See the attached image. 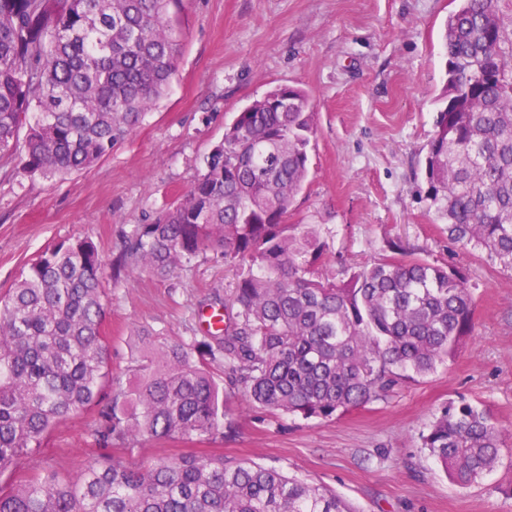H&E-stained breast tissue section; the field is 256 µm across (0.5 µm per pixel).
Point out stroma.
Wrapping results in <instances>:
<instances>
[{
  "mask_svg": "<svg viewBox=\"0 0 512 512\" xmlns=\"http://www.w3.org/2000/svg\"><path fill=\"white\" fill-rule=\"evenodd\" d=\"M454 8L453 0H183L177 74L127 139L92 168L53 180L21 176L0 160L1 294L42 252L78 237L116 256L125 231L183 198L236 112L274 87H298L316 129L290 223L323 225L337 273L401 245L470 285L473 340L389 398L321 421L270 413L238 391L230 437L145 439L124 450L127 460L148 466L192 453L251 461L334 489L356 512H512V462L462 488L421 440L461 399L512 434V278L451 243L425 195L422 166L445 84L442 32ZM237 276L210 251L167 277L106 280L113 377L125 379L139 332L168 342L203 333L202 314L222 306ZM92 425V413L69 416L0 486L42 469L77 475L94 454Z\"/></svg>",
  "mask_w": 512,
  "mask_h": 512,
  "instance_id": "stroma-1",
  "label": "stroma"
}]
</instances>
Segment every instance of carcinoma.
Wrapping results in <instances>:
<instances>
[{"instance_id": "carcinoma-1", "label": "carcinoma", "mask_w": 512, "mask_h": 512, "mask_svg": "<svg viewBox=\"0 0 512 512\" xmlns=\"http://www.w3.org/2000/svg\"><path fill=\"white\" fill-rule=\"evenodd\" d=\"M181 0H0V159L29 177L92 167L166 94ZM498 0H459L443 33L446 82L424 158L448 237L512 275V51ZM315 112L277 86L237 112L183 199L135 224L106 262L89 240L41 255L0 296V475L55 426L91 412L95 455L74 477L44 470L0 512H354L326 486L254 462L183 456L132 466L139 439L232 432L243 388L272 413L332 420L435 372L470 338L467 280L407 255L340 281L321 271L316 225L288 223L308 178ZM243 266L222 328L139 350L113 381L103 273L165 277L209 251ZM451 481L481 480L512 448L488 412L451 403L422 434Z\"/></svg>"}]
</instances>
